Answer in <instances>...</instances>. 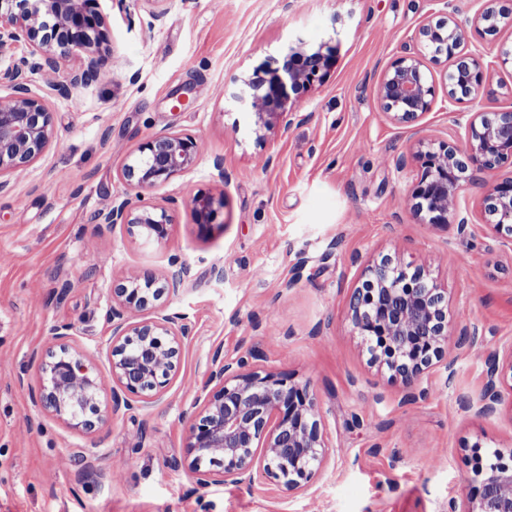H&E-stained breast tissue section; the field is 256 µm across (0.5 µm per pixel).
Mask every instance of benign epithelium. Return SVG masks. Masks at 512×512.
<instances>
[{
	"label": "benign epithelium",
	"instance_id": "benign-epithelium-1",
	"mask_svg": "<svg viewBox=\"0 0 512 512\" xmlns=\"http://www.w3.org/2000/svg\"><path fill=\"white\" fill-rule=\"evenodd\" d=\"M440 3L446 11L442 24L420 25L415 46L396 58L379 79L377 99L395 125H415L436 95V83L422 62L423 50L448 58L464 43L467 26L494 37L507 19L492 3L465 20L460 19L456 0ZM102 26L99 0H0V56H13L8 67L0 68V86L14 89L10 100L0 101V177L27 167L53 136V112L45 97L32 92L29 75L54 72L60 60L77 55L83 59L82 67L51 85V90L63 95L68 85L91 81L104 62ZM335 64L336 47L300 42L289 48L281 66L254 69L226 98L239 111L253 114L255 134L263 138L294 124L299 95L322 81ZM507 65L512 67V44L499 45L489 62L478 49L459 58L456 66L467 76L470 101L477 103L491 94L489 73ZM460 101L448 92V111L454 125L464 130V148L419 135L396 167L412 164L421 170L408 198L414 217L432 225L451 221L466 235L470 223L455 210V200L466 186V173L491 172L512 159V112H499L490 121L483 112L456 110ZM198 152L192 137L161 134L139 146L122 176L139 197L189 168ZM190 206L200 226L214 223L217 209L212 196L197 195ZM481 211L492 216L486 224L491 233L512 242L511 179L488 189ZM92 220L108 227L122 224L131 237L157 242L166 239L170 224L166 209L138 206L127 198L111 199ZM190 278V268L175 258L165 274H131L112 284V304L106 314L116 385L112 404L101 405V382L90 359L72 345L71 325L63 324L54 330L52 351L40 355L35 406L88 433L110 416L136 406L148 408L162 398L176 376L183 344L193 333L187 318L165 312V303L178 297ZM146 309L154 310V316L136 319ZM350 319L359 335L371 342L370 363L387 370L390 380L407 386L442 358L449 341L458 347L482 342L475 328L457 332L448 328L447 293L428 271L411 270L389 258L373 264L366 287L355 290ZM499 375V361L489 358L485 393L463 406L478 416L495 413L503 402L497 389ZM326 448L308 385L250 370L246 360L226 362L217 351L208 384L190 411L184 460H174L173 466L187 462L201 487L246 483L261 468L278 488L290 492L308 486L323 465ZM470 450L488 463L471 477L479 487L467 508L460 511L450 501L448 512H512V454L487 452L479 441Z\"/></svg>",
	"mask_w": 512,
	"mask_h": 512
}]
</instances>
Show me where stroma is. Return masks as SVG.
<instances>
[{"mask_svg": "<svg viewBox=\"0 0 512 512\" xmlns=\"http://www.w3.org/2000/svg\"><path fill=\"white\" fill-rule=\"evenodd\" d=\"M99 9L111 81L59 96L47 94L48 75H32L31 89L48 96L53 138L0 192V512H446L452 499L465 506L470 445L512 451V405L488 417L462 405L481 398L489 357L512 358V247L492 237L480 214L485 184L512 178V165L472 173L459 207L473 235L453 223H419L406 207L418 172L394 166L415 134L390 123L376 95L382 71L418 26L439 18L437 0H100ZM154 12L163 15L155 25ZM299 38L335 44L336 66L300 97L290 128L258 140L252 115L232 111L224 91ZM168 132L195 138L200 154L143 194L168 211L167 239L141 242L124 226L93 223L110 197L130 194L121 171L138 146ZM200 193L222 203L207 228L188 205ZM386 254L426 268L447 288L451 328L483 335L476 349L449 347L445 365L411 398L370 364L348 317L354 288ZM175 258L193 277L166 309L188 317L193 334L163 399L89 434L42 414L32 401L35 354L51 346L55 328L71 325L110 401L112 282L165 272ZM216 267L222 278L213 277ZM218 350L308 384L330 449L307 488L283 493L260 472L246 485L201 487L187 468L172 467ZM80 452L92 476L81 475ZM120 460L132 466L111 478Z\"/></svg>", "mask_w": 512, "mask_h": 512, "instance_id": "obj_1", "label": "stroma"}]
</instances>
